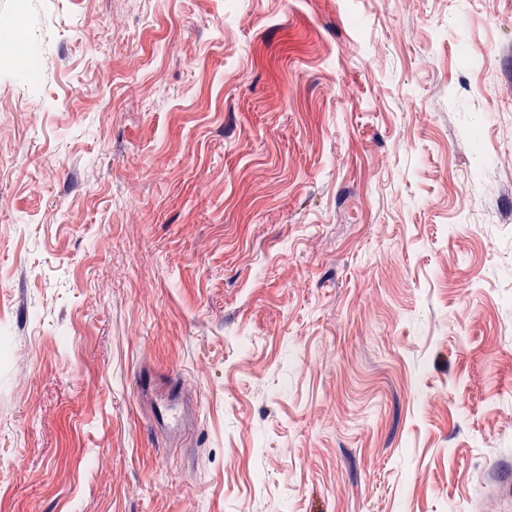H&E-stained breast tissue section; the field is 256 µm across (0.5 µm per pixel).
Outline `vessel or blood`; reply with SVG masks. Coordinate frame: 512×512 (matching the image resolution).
I'll use <instances>...</instances> for the list:
<instances>
[{"label": "vessel or blood", "instance_id": "obj_1", "mask_svg": "<svg viewBox=\"0 0 512 512\" xmlns=\"http://www.w3.org/2000/svg\"><path fill=\"white\" fill-rule=\"evenodd\" d=\"M156 377L145 371L140 375L138 392L140 397L152 400V426L158 432L179 435L190 428L196 413L194 398L175 381L169 382L163 395H156Z\"/></svg>", "mask_w": 512, "mask_h": 512}]
</instances>
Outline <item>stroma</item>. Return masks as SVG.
<instances>
[{
	"mask_svg": "<svg viewBox=\"0 0 512 512\" xmlns=\"http://www.w3.org/2000/svg\"><path fill=\"white\" fill-rule=\"evenodd\" d=\"M0 14L42 53L37 94L0 69V512H486L512 0ZM144 370L197 397L188 440ZM156 376L151 371L140 374L138 392L141 398H154ZM152 426L158 432L180 435L190 428L196 413L194 398L177 381H170L163 395L154 398Z\"/></svg>",
	"mask_w": 512,
	"mask_h": 512,
	"instance_id": "35a3bbf8",
	"label": "stroma"
}]
</instances>
